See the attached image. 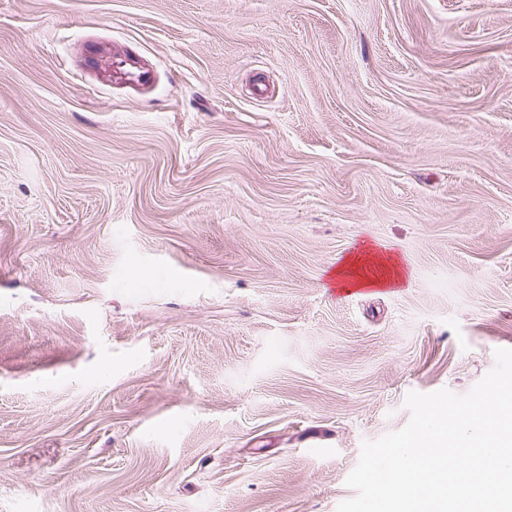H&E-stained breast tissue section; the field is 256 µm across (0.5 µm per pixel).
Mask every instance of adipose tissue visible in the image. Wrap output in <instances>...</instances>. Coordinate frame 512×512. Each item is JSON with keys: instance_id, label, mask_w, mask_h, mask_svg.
<instances>
[{"instance_id": "1", "label": "adipose tissue", "mask_w": 512, "mask_h": 512, "mask_svg": "<svg viewBox=\"0 0 512 512\" xmlns=\"http://www.w3.org/2000/svg\"><path fill=\"white\" fill-rule=\"evenodd\" d=\"M332 276L340 288H385L403 280L400 263L369 246L347 256Z\"/></svg>"}]
</instances>
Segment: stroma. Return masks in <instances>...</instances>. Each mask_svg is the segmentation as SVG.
<instances>
[{
	"instance_id": "1",
	"label": "stroma",
	"mask_w": 512,
	"mask_h": 512,
	"mask_svg": "<svg viewBox=\"0 0 512 512\" xmlns=\"http://www.w3.org/2000/svg\"><path fill=\"white\" fill-rule=\"evenodd\" d=\"M501 348L512 0H0V512H337ZM331 277L339 288H385L403 281L400 263L370 246L347 256Z\"/></svg>"
}]
</instances>
